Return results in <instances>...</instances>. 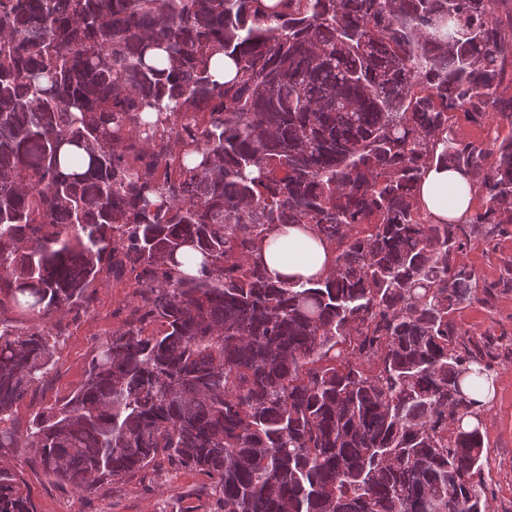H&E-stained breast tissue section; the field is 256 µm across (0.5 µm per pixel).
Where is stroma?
I'll return each mask as SVG.
<instances>
[{"instance_id":"35a3bbf8","label":"stroma","mask_w":512,"mask_h":512,"mask_svg":"<svg viewBox=\"0 0 512 512\" xmlns=\"http://www.w3.org/2000/svg\"><path fill=\"white\" fill-rule=\"evenodd\" d=\"M472 266L482 285L470 303L451 315L459 333L479 335L494 329L512 346V235L488 240L480 226H472L470 241L459 257ZM91 312L78 320L63 321L58 363L48 383L17 406L15 425L25 429L44 405L68 396L83 381L97 347L120 329L132 307L129 281L101 277L95 284ZM498 392L483 416L484 478L492 492V512H512V357L495 367ZM25 458L23 478L36 512H217L210 479L167 456L152 463L105 493L87 495L50 480L28 445L0 449V467Z\"/></svg>"}]
</instances>
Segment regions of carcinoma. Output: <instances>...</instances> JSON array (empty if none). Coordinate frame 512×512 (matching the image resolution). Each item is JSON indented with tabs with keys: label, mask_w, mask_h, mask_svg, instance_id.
Wrapping results in <instances>:
<instances>
[{
	"label": "carcinoma",
	"mask_w": 512,
	"mask_h": 512,
	"mask_svg": "<svg viewBox=\"0 0 512 512\" xmlns=\"http://www.w3.org/2000/svg\"><path fill=\"white\" fill-rule=\"evenodd\" d=\"M495 2L0 0V306L45 322L0 319V448L86 494L165 455L220 512H490L472 393L499 344L458 340L467 232L414 198L452 167L483 198L469 223L512 234V134L450 124L512 120ZM281 224L332 273L251 261ZM126 273L137 304L79 388L2 426L56 366L53 319ZM24 466L0 467V512H35ZM487 122L489 124L486 123L482 126L471 123L467 121L463 116V113L460 112L452 119V125H454V129L461 138L476 143L483 142L484 146L487 148H492L489 146V138L487 136L488 125H492L493 128L498 131L501 138L511 135L512 133V125L507 119L495 116V118H491V120Z\"/></svg>",
	"instance_id": "carcinoma-1"
}]
</instances>
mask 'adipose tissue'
Returning a JSON list of instances; mask_svg holds the SVG:
<instances>
[{"mask_svg": "<svg viewBox=\"0 0 512 512\" xmlns=\"http://www.w3.org/2000/svg\"><path fill=\"white\" fill-rule=\"evenodd\" d=\"M475 193L468 179L459 171L434 167L424 175L415 203L433 223L461 224L471 216ZM270 278L276 282L294 283L321 279L334 267V253L305 224L280 227L263 242L255 253Z\"/></svg>", "mask_w": 512, "mask_h": 512, "instance_id": "1", "label": "adipose tissue"}]
</instances>
